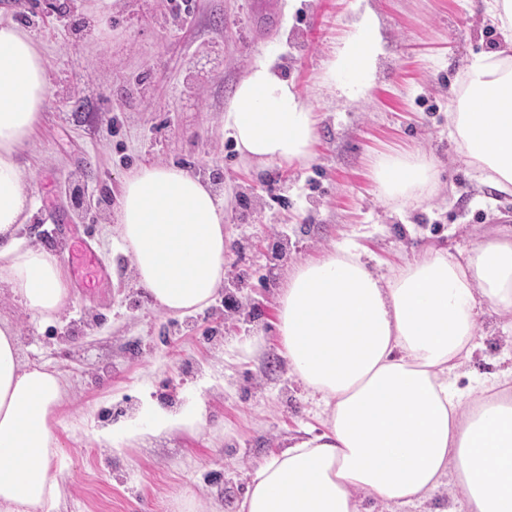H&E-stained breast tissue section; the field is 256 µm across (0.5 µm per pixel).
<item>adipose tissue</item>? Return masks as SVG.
<instances>
[{
  "label": "adipose tissue",
  "mask_w": 512,
  "mask_h": 512,
  "mask_svg": "<svg viewBox=\"0 0 512 512\" xmlns=\"http://www.w3.org/2000/svg\"><path fill=\"white\" fill-rule=\"evenodd\" d=\"M374 14L342 37L324 79L367 95L381 53ZM449 115V130L482 182L512 195V55H475ZM47 61L29 31L0 20V278L32 314L50 317L69 289L59 256L24 247L34 208L16 155L49 101ZM493 99L486 112L475 111ZM244 158L309 161L316 114L272 60L248 68L224 116ZM433 159L378 156L374 177L390 203L421 201ZM115 222L140 285L155 304L185 314L224 279V202L194 173L145 165L122 185ZM512 315V236L489 237L464 259L429 248L393 276L341 247L296 269L284 291L280 332L288 364L325 408L320 434L295 441L254 474L240 512H367L454 486L448 512H512V370L463 391L456 369L480 346L479 322ZM66 390L58 374L22 365L14 325L0 318V512H55L51 465L61 445L52 415Z\"/></svg>",
  "instance_id": "obj_1"
}]
</instances>
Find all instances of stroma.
Wrapping results in <instances>:
<instances>
[{"instance_id":"1","label":"stroma","mask_w":512,"mask_h":512,"mask_svg":"<svg viewBox=\"0 0 512 512\" xmlns=\"http://www.w3.org/2000/svg\"><path fill=\"white\" fill-rule=\"evenodd\" d=\"M262 3L193 0L186 21L171 0H119L108 15L102 0H0V17L32 16L51 79L19 152L36 201L21 235L55 251L80 235L109 272L108 283L72 288L68 306L47 320L0 288L22 363L59 372L68 386L52 418L63 447L52 464L56 512H238L255 470L323 429L278 328L293 271L353 245L388 275L422 247L456 256L512 230V195L481 185L448 132L465 65L505 44L486 0H365L383 53L359 99L322 82L355 0H274L278 22L245 40ZM266 58L316 113L306 164L247 162L224 125L237 83ZM392 150L435 159L422 202L380 198L372 163ZM150 163L199 175L224 201V281L208 305L184 315L154 305L111 222L125 177ZM481 330L485 348L459 368V388L512 355L506 319H484ZM198 405L199 428L151 433V410Z\"/></svg>"}]
</instances>
